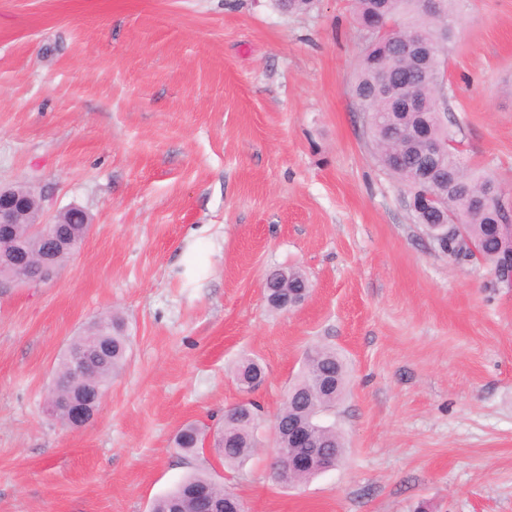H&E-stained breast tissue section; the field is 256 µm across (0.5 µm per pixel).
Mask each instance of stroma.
Masks as SVG:
<instances>
[{
    "label": "stroma",
    "instance_id": "35a3bbf8",
    "mask_svg": "<svg viewBox=\"0 0 512 512\" xmlns=\"http://www.w3.org/2000/svg\"><path fill=\"white\" fill-rule=\"evenodd\" d=\"M461 11L449 107L512 192V0ZM361 56L353 0H0V184L92 225L53 281L0 290V512H151L199 468L245 512H512V288L415 223L351 94ZM281 268L311 284L298 309L265 300ZM112 312L126 365L71 429L47 387ZM318 343L347 365L344 455L287 487L272 422ZM245 358L257 452H180L242 400ZM201 429L202 427L195 422L183 425L175 436V447L186 454H193L202 449L200 445L204 432L201 433Z\"/></svg>",
    "mask_w": 512,
    "mask_h": 512
}]
</instances>
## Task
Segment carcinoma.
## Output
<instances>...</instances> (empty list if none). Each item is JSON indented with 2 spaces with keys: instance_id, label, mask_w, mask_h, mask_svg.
<instances>
[{
  "instance_id": "1",
  "label": "carcinoma",
  "mask_w": 512,
  "mask_h": 512,
  "mask_svg": "<svg viewBox=\"0 0 512 512\" xmlns=\"http://www.w3.org/2000/svg\"><path fill=\"white\" fill-rule=\"evenodd\" d=\"M457 0H436L434 7L427 10L422 0H391L387 8L379 9L376 0H355L356 12L363 22L373 24L379 30H391V51L381 62L371 57L360 61L354 85V97L359 110L375 106L374 124L369 127V138L374 153L385 164L390 153L398 151L402 155V166L390 170L398 180L411 187L414 173L420 169L421 157L407 144L397 122L409 126L420 119L428 123L427 135L434 140L450 139L460 134L458 123L448 118L447 108L439 98L437 72L441 71L447 58L448 42L451 38V24L454 19ZM414 38H423L434 47L433 68L417 64L401 50V46ZM409 83L414 86L416 111L398 116L395 104L379 96L383 85ZM447 164L459 172L452 183L437 186L441 205L447 214L441 216L434 211L416 216L418 222L428 225L434 232V225L440 220H458L463 224L464 235L453 240L451 249L458 260L473 257L470 245H476L483 261L490 265L499 263L503 253L501 243L489 232L491 215L496 209L492 198L494 179L480 170H469L456 156L448 157ZM67 223L58 225L59 236L77 242L85 239L86 231L81 218L72 212L66 214ZM279 279V288H305L307 278L296 269L271 272ZM98 337L106 350L90 355L88 359L89 377L73 378L69 374V353H64L59 363V374L64 383L57 396L65 399L72 394H86L87 385L92 389L106 392L112 378L123 368L127 359L128 336L123 322L117 317H106L93 323L83 334L75 337L69 349H80L87 342ZM262 372L252 359L242 360L236 368V379L244 392L251 387ZM345 365L336 350L316 345L307 354L304 367L298 380L289 388L279 408L274 424L283 429L296 422H304L318 429V435L325 446L342 455V438L332 425L322 422V415L336 406L342 395L345 383ZM332 378L335 389H324L323 381ZM261 407L256 402H248V410L236 407L224 414V425L214 438V448L224 459V464L240 467L249 460L257 447V432L260 425ZM201 427L190 422L177 432L175 447L186 454H193L202 445ZM209 489V496L217 502H225L230 494L203 472L187 476L174 490L156 499L151 512H206L203 503L196 496L201 488Z\"/></svg>"
}]
</instances>
